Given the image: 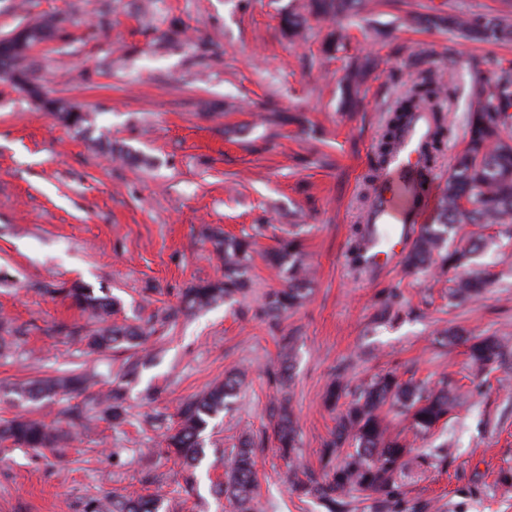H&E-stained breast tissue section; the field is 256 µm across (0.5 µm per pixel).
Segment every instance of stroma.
<instances>
[{"instance_id":"stroma-1","label":"stroma","mask_w":512,"mask_h":512,"mask_svg":"<svg viewBox=\"0 0 512 512\" xmlns=\"http://www.w3.org/2000/svg\"><path fill=\"white\" fill-rule=\"evenodd\" d=\"M111 24L95 34L100 3ZM0 0V37L44 16L65 19L40 59L49 97L91 113L76 133L0 81V321L12 344L0 355V419L26 414L55 423L64 409L81 414L71 437L53 448L0 446V512H84L106 493H159L169 512H231L216 499L224 464L242 433L269 430L268 405L285 396L298 418L303 466L319 467V451L335 425L324 404L335 372L350 385L381 371L402 380L448 378L461 403L446 428L412 440L404 481L409 495L436 512H512V372L496 369L483 392L469 396L465 345L442 346L436 332L459 327L512 341V237L484 261L498 281L481 299L453 305L443 276L407 275L402 263L373 271L356 262L365 226L359 198L388 111L419 73L452 78L453 108L463 112L486 60L512 65V43L467 40L414 15L448 10L506 11L504 0H365L344 20L348 40L328 55L334 22L313 19L304 39L283 27L286 9L303 0ZM180 34L161 38L170 22ZM373 68L358 109L344 105L342 80L355 59ZM272 112L299 114L304 124L269 122ZM149 158V165L112 159L99 142ZM312 271L311 294L287 317L271 321L259 306L281 287L263 252L291 225ZM254 235L256 253L246 300L179 317L159 327L146 349L154 361L128 387L127 422L106 419L93 398L46 406L22 404L14 383L77 371L99 389L118 381L127 351L89 352L52 334L55 324L91 329L88 314L58 289L80 283L119 297L117 319L149 317L177 306L190 284L213 280L222 262L205 229ZM393 320L378 319L387 293ZM295 339L293 377L275 382L280 339ZM237 370L245 384L233 408L205 437L206 456L193 491L163 445L179 404ZM448 444V462L430 466L423 448ZM256 512H323L292 494L273 445L257 451Z\"/></svg>"}]
</instances>
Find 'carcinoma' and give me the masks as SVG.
I'll return each instance as SVG.
<instances>
[{"instance_id":"carcinoma-1","label":"carcinoma","mask_w":512,"mask_h":512,"mask_svg":"<svg viewBox=\"0 0 512 512\" xmlns=\"http://www.w3.org/2000/svg\"><path fill=\"white\" fill-rule=\"evenodd\" d=\"M363 0H305L302 11L284 15L288 36H302L308 17H350ZM452 33L463 34L484 43L512 41V13L485 16L453 12L438 18ZM63 20L40 19L19 26L0 38V78H5L21 93L41 100L42 108L55 113L66 125L84 132L92 126V117L59 99L45 98L37 77L34 49L52 40ZM447 100L444 84L427 73L413 81L390 109L385 126L376 143L375 157L366 185H371L395 149L400 130L421 106L432 110L433 122L421 156L433 167L444 140L451 136L453 125L442 115ZM467 144L448 173V180L438 200L433 223L423 224L405 257V269L420 273L434 266L443 274L453 273L452 296L459 300L477 298L491 285L489 274L475 262L489 241L479 235L467 245H452L462 224H512V67L497 66L491 87L475 85L470 93L469 110L463 116ZM224 265V274L214 281L193 284L185 289L176 314L188 315L218 303H231L247 295L251 288L248 276L253 242L248 236L233 237L221 233L210 235ZM268 264L279 270L283 287L264 296L261 311L273 318L300 306L310 291L311 276L304 261L297 236L278 240L267 251ZM56 293L70 305L90 313L98 326L83 337L88 349L107 352L114 349L136 350L155 331L154 325L109 322L120 301L109 293L74 283L58 288ZM444 339L468 344L469 363L482 373L489 368L512 364V348L493 336L468 337L458 330H445ZM293 338H282V362L274 372L279 380L291 376ZM243 374H230L214 381L202 395L182 402L178 408L177 428L164 438L165 448L173 453L186 472V484L192 483L194 470L205 458V432L221 413L231 408ZM93 385L88 376L65 380L41 379L14 387L21 402H40L84 391ZM347 384L341 374L331 379L325 403L334 409ZM103 412L114 421L127 415L125 392L115 386L96 395ZM400 412L414 436L426 439L448 423L457 405V397L448 382L432 387L403 382L396 373L376 374L355 388L354 398L338 413L336 426L320 451L317 472L299 470L297 465V424L283 401L272 403L271 434L258 440L241 437L226 464L224 482L216 485L215 494L225 498L233 512H254L257 486L255 448L271 441L288 467L291 491L300 499H311L325 512H352L359 500L371 501L372 512H431L428 503H414L402 480L406 457L413 448L406 437L390 431L381 410L384 406ZM58 441L56 430L42 420L16 416L0 423V443L14 448H52ZM87 512H167L163 499L154 496L122 498L104 495L91 500Z\"/></svg>"}]
</instances>
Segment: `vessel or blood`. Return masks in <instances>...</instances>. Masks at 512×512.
Instances as JSON below:
<instances>
[{"label": "vessel or blood", "instance_id": "b4317fda", "mask_svg": "<svg viewBox=\"0 0 512 512\" xmlns=\"http://www.w3.org/2000/svg\"><path fill=\"white\" fill-rule=\"evenodd\" d=\"M423 114L401 132L396 149L388 159L375 186V202L367 213L373 225H382L384 236H371L365 244V264L381 269L391 261L394 240L408 237L410 225L426 222L433 205L432 192L417 193L421 171L420 145L426 137Z\"/></svg>", "mask_w": 512, "mask_h": 512}]
</instances>
